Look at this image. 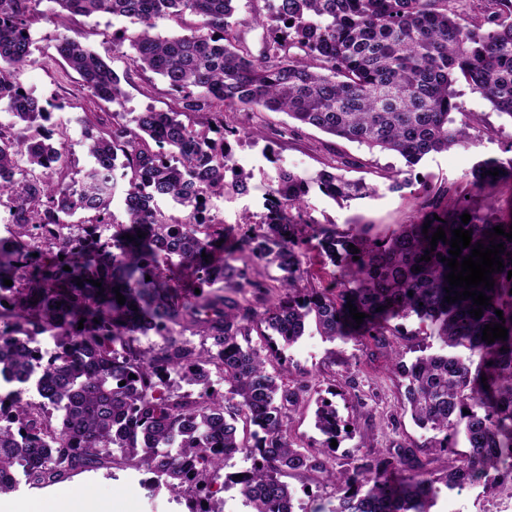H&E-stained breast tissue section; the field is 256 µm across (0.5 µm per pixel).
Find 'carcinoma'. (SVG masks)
<instances>
[{
  "instance_id": "carcinoma-1",
  "label": "carcinoma",
  "mask_w": 512,
  "mask_h": 512,
  "mask_svg": "<svg viewBox=\"0 0 512 512\" xmlns=\"http://www.w3.org/2000/svg\"><path fill=\"white\" fill-rule=\"evenodd\" d=\"M54 2L61 23L108 14L138 26L130 38L114 32L112 52L127 55L129 43L134 70L161 76L175 101L165 112L148 109L130 119L124 112L85 118L83 144L93 162L75 178L66 133L47 128L46 107L19 93L20 76L33 63L24 32L40 0H0V103L24 123L18 130L0 125V208L9 224L8 236H0V373L24 386L9 403L0 401V492L22 482L54 486L119 456L155 477L148 489L167 488L189 512H220L215 496L229 484L250 512H295L293 490L281 480L290 471H317L335 484L327 512H433L441 484L453 489L512 477V239L489 237L497 225L512 231L511 218L480 214L450 185L425 192L428 228L401 224L379 237L366 224L340 230L304 217L311 186L343 201L374 189L328 170L306 178L278 167L267 213L244 222L237 247L282 272L283 295L261 312L239 293L264 284L250 280L234 254L219 257L224 224L196 219L200 200L249 191L251 175L236 171L226 141L237 134L224 124L227 112H283L360 147L395 153L409 168L432 152L472 145L469 129L481 117L454 116L461 79L512 119V0H264V11L248 22L236 17L237 0ZM187 14L198 17L189 32L153 33L158 20L180 23ZM247 23L264 33L256 52L239 32ZM56 50L84 90L123 104L120 79L100 55L64 34ZM119 167L131 171L124 224L111 210ZM506 180L512 157L489 158L473 167L470 186L487 195ZM158 199L186 215H166ZM77 213L84 219L68 221ZM464 213L471 215L467 224ZM300 224L331 262H340L336 290L297 287ZM440 227L448 240L458 227L472 231L463 257L478 242L505 247L493 289L477 287L490 297L479 319L469 314L472 299L446 302L450 268L441 258L450 257V245H430ZM176 269L191 272L200 293L181 292L170 277ZM216 283L222 289L211 290ZM349 303L367 314L362 323ZM411 316L441 350L420 347L408 366L395 354L404 411L433 432L431 448L446 451L463 438L470 448L463 463L431 477L415 449L400 446L336 472L331 442L354 420L342 419L325 397L315 411L323 440L312 450L298 448L287 410L306 385L290 386L268 370L282 360L278 345L297 342L312 318L330 341L358 336L387 346L400 332L396 321ZM499 323L507 339L482 340L485 325ZM186 328L202 338L200 346L178 335ZM152 332L163 344L142 347L140 338ZM254 332L259 347L249 340ZM46 334L55 339L50 355L37 346ZM214 371L226 392L211 389ZM32 381L36 400L24 398ZM240 423L253 426L246 441L238 439ZM238 454L251 467L224 473Z\"/></svg>"
}]
</instances>
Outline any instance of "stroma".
<instances>
[{
	"label": "stroma",
	"mask_w": 512,
	"mask_h": 512,
	"mask_svg": "<svg viewBox=\"0 0 512 512\" xmlns=\"http://www.w3.org/2000/svg\"><path fill=\"white\" fill-rule=\"evenodd\" d=\"M54 0H41L38 12L29 24L34 63L21 77L24 89L51 107L50 127L66 130L68 152L73 170L86 168L91 159L81 143L82 120L91 114L114 112L111 103L90 96L81 88V79L55 49L61 29L53 20ZM137 33L136 25L108 15L77 16L69 23V33L90 46L104 58L121 79L125 91L124 109L142 112L152 108L165 111L173 98L164 80L153 73L134 71L128 58L113 57L112 34L120 28ZM459 101L464 111L481 115L482 121L472 131L474 144L467 149H451L433 153L412 172V184L401 192L388 188L387 174L404 169L403 159L390 152L368 151L357 144L325 134L306 126H295L280 112H237L229 115L230 124L238 129H260L261 139L242 138L232 143L237 166L250 173V192L246 195L227 193L212 199L210 212L224 226L241 225L245 217L261 218L265 211L264 194L277 167H284L312 178L331 167H343L345 174L375 187L370 197L338 204L318 188H311L304 199L305 211L319 222H332L338 227L369 224L380 235L399 224H407L422 216L419 202L424 188L451 184L465 186L474 164L481 159L507 158L512 153V119L498 114L478 95L470 93L465 83H458ZM276 162H269V155ZM416 318L403 320L401 335L391 337L390 348H377L373 342L349 337L325 340L315 327L294 344L283 347V379L304 380L308 392L288 412V427L294 443L311 448L322 436L314 426L316 401L332 396L343 418L358 417L354 430L342 435L334 452L336 469L347 468L356 459L368 455L370 448L392 449L413 446L426 470L444 474L467 453L465 442L441 452L428 447L430 431L421 429L403 410L401 378L392 370V351H400L404 362L414 358L411 345L417 344ZM136 470L122 463L109 465L96 472L74 475L59 485L32 489L21 485L5 493L12 503L50 502L70 494L92 495L108 501L112 512H187L185 504L176 502L167 492H150L138 482ZM294 491L295 512H316L320 503L333 494L324 475L310 472L287 478ZM436 512H512V478H505L491 489L483 481L462 488L441 490Z\"/></svg>",
	"instance_id": "35a3bbf8"
}]
</instances>
